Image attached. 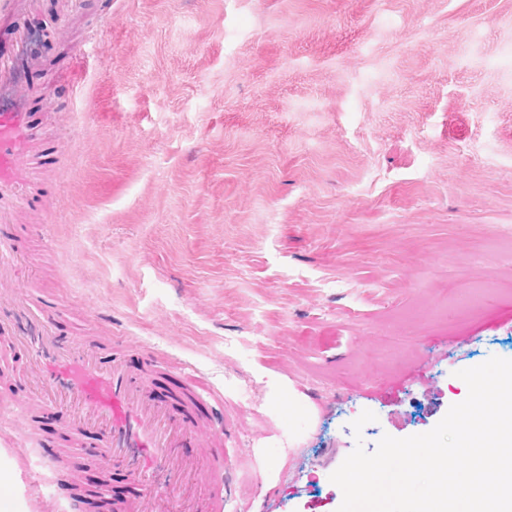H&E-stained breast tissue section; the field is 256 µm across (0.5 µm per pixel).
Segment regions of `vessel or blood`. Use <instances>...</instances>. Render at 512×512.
<instances>
[{"mask_svg": "<svg viewBox=\"0 0 512 512\" xmlns=\"http://www.w3.org/2000/svg\"><path fill=\"white\" fill-rule=\"evenodd\" d=\"M28 123V116L0 113V193L11 191L26 177ZM8 226L7 215L0 213V328L24 326L17 339L18 353L34 359L29 379L38 395L9 401L15 435L36 459L33 485L56 478L70 466L41 429L44 411L70 400L81 406L84 418L64 420L66 437H92L93 451L103 466L141 488L136 512H158V487L182 476L173 462L183 436L195 430L193 416L146 395L142 380L152 375V365L147 362L141 371H133L121 342L106 350L77 335H60L48 311L31 313L30 299L16 294L14 279L3 264ZM203 478L211 487L212 512H224L232 490L223 449L213 450Z\"/></svg>", "mask_w": 512, "mask_h": 512, "instance_id": "b4317fda", "label": "vessel or blood"}]
</instances>
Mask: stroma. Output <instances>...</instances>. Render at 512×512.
I'll return each instance as SVG.
<instances>
[{"instance_id":"stroma-1","label":"stroma","mask_w":512,"mask_h":512,"mask_svg":"<svg viewBox=\"0 0 512 512\" xmlns=\"http://www.w3.org/2000/svg\"><path fill=\"white\" fill-rule=\"evenodd\" d=\"M0 49V112L39 115L16 285L155 355L152 397L175 363L222 397L227 512H337L356 442L430 431L459 370L512 359V0H15ZM26 458L0 428V512H56ZM74 472L101 512L140 495Z\"/></svg>"}]
</instances>
